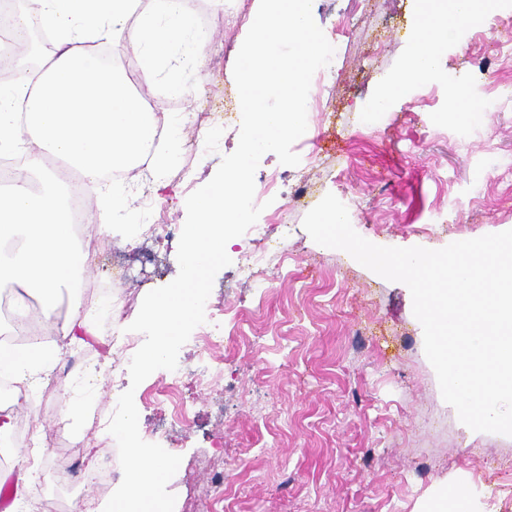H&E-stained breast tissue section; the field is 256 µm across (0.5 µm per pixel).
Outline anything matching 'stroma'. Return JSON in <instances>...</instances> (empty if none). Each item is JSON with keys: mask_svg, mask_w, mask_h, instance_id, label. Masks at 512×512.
Instances as JSON below:
<instances>
[{"mask_svg": "<svg viewBox=\"0 0 512 512\" xmlns=\"http://www.w3.org/2000/svg\"><path fill=\"white\" fill-rule=\"evenodd\" d=\"M259 3L187 0L210 36L201 67L184 77L192 93L161 66L134 86L159 124L182 125L177 146L158 144L178 154L163 187L152 190L149 208L132 210L138 226L162 224L168 235L141 231L131 245L93 236L81 290L110 291L112 311L99 314L94 335L64 348L53 372L57 380L92 374V408L67 420L57 395L39 385L16 416L49 434L68 428L70 446L43 455L66 459L63 480L82 487L112 441L113 402L133 390L142 439L181 458L168 484L174 512L204 504L211 512H422L456 485L467 490L471 512H512V437L470 430L443 400L408 287L318 245L303 227L331 193L355 231L381 246L440 249L512 229V100L478 126L450 105L461 88L470 105L512 85V61L496 57L489 34L463 29L438 75L407 79L380 133L364 130L368 101L412 48L415 0H313L339 65L293 145L298 167L260 160L255 196L267 207L258 223L271 250L245 278L238 260L253 243L237 237L230 265L216 275L205 315L223 340L208 350L195 331L180 349L179 364H210L201 380H186L185 410L160 394L168 370L130 385L121 327L148 292L176 278L184 202L234 149L241 109L233 66L248 28L227 16H255ZM298 170L309 184L302 196L294 191Z\"/></svg>", "mask_w": 512, "mask_h": 512, "instance_id": "stroma-1", "label": "stroma"}]
</instances>
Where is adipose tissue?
Listing matches in <instances>:
<instances>
[{
  "mask_svg": "<svg viewBox=\"0 0 512 512\" xmlns=\"http://www.w3.org/2000/svg\"><path fill=\"white\" fill-rule=\"evenodd\" d=\"M10 16L0 57L28 43L36 30L48 31L53 48L39 72L16 63L15 74L0 82V156L24 151L39 143L46 153L83 176L85 193L96 194L101 231L131 235L132 224L118 223L128 203L118 195L108 173H121L136 164H149L163 177L174 153L154 151L158 123L133 94L128 77L136 70L151 77L158 60H165L172 82L196 68L205 35L180 0H149L145 14L135 15L137 0H20ZM420 25L414 47L400 73L387 78L367 105L368 112L388 111L400 95L407 76L431 78L458 25L443 16L437 0H416ZM124 36L135 48L129 66L107 63L97 50L101 42ZM179 53H171L172 43ZM42 171L34 183V171ZM57 171L40 157L14 177L0 193V283L19 284L38 293L46 322H53L58 295L75 288L88 256L80 248L67 217V196ZM80 300H73L60 326V342L52 350L30 346L19 354L0 356V377L30 386L50 377L64 342L93 333Z\"/></svg>",
  "mask_w": 512,
  "mask_h": 512,
  "instance_id": "1",
  "label": "adipose tissue"
}]
</instances>
